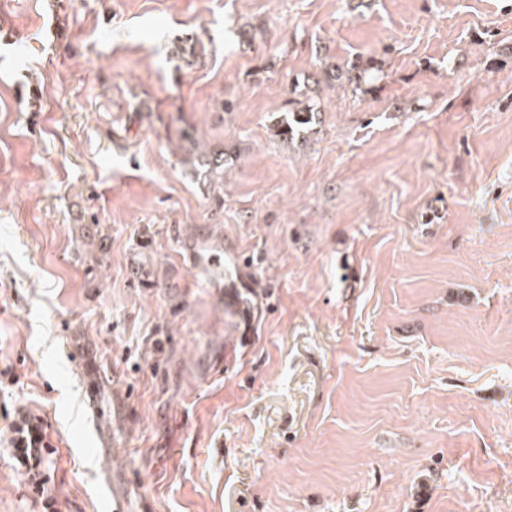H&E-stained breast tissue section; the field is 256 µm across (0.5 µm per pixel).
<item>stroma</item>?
Segmentation results:
<instances>
[{"mask_svg": "<svg viewBox=\"0 0 512 512\" xmlns=\"http://www.w3.org/2000/svg\"><path fill=\"white\" fill-rule=\"evenodd\" d=\"M116 496L512 512V0H0V512ZM316 113L318 112H313L312 109L287 112V115L278 122L274 136L290 141L299 137L302 140L306 139L305 134H308L316 123ZM194 173L197 178L207 184L214 183L216 178H224V153L221 150L198 151L196 155L190 154ZM189 267L209 288H224V254L202 242L185 245Z\"/></svg>", "mask_w": 512, "mask_h": 512, "instance_id": "obj_1", "label": "stroma"}]
</instances>
